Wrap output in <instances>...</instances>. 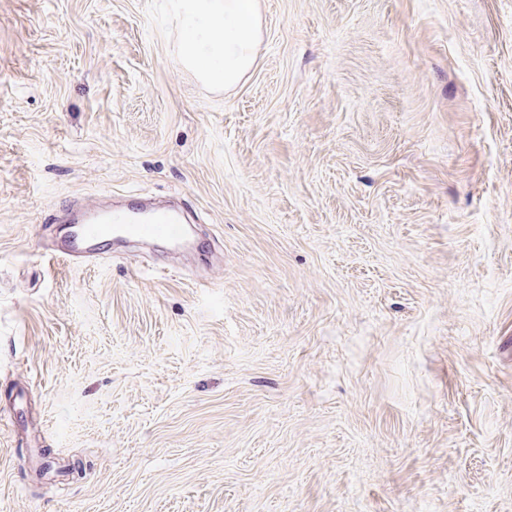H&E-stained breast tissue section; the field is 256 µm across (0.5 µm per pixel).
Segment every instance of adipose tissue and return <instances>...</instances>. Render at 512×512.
<instances>
[{"label": "adipose tissue", "instance_id": "1", "mask_svg": "<svg viewBox=\"0 0 512 512\" xmlns=\"http://www.w3.org/2000/svg\"><path fill=\"white\" fill-rule=\"evenodd\" d=\"M191 39L178 59L208 83L238 84L252 69L260 33L257 0H169Z\"/></svg>", "mask_w": 512, "mask_h": 512}]
</instances>
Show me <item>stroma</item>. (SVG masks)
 Returning a JSON list of instances; mask_svg holds the SVG:
<instances>
[{
  "label": "stroma",
  "instance_id": "1",
  "mask_svg": "<svg viewBox=\"0 0 512 512\" xmlns=\"http://www.w3.org/2000/svg\"><path fill=\"white\" fill-rule=\"evenodd\" d=\"M0 0V512H512V0ZM210 252L49 260L71 200ZM170 8L193 37L178 59L200 78L229 88L252 69L260 33L257 0H170Z\"/></svg>",
  "mask_w": 512,
  "mask_h": 512
}]
</instances>
